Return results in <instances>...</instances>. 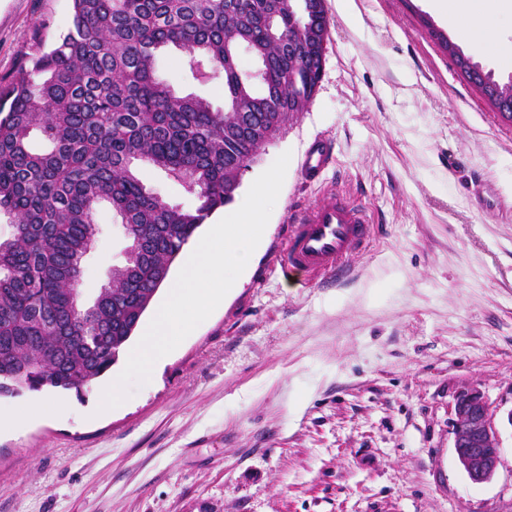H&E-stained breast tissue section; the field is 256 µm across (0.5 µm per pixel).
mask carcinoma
Instances as JSON below:
<instances>
[{"mask_svg": "<svg viewBox=\"0 0 512 512\" xmlns=\"http://www.w3.org/2000/svg\"><path fill=\"white\" fill-rule=\"evenodd\" d=\"M73 10L52 48L37 43L0 79V215L14 227L0 240V397L79 393L112 368L183 248L269 143L242 134L246 118L278 134L288 122L278 113L303 110L319 69L293 0H73ZM238 44L262 63L258 88L242 75ZM169 46L193 79L223 82L229 108L156 76ZM34 130L50 149L29 145ZM140 163L196 204L163 199L138 177ZM104 203L138 247L84 308L77 288Z\"/></svg>", "mask_w": 512, "mask_h": 512, "instance_id": "obj_1", "label": "carcinoma"}]
</instances>
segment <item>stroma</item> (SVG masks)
Instances as JSON below:
<instances>
[{"label":"stroma","mask_w":512,"mask_h":512,"mask_svg":"<svg viewBox=\"0 0 512 512\" xmlns=\"http://www.w3.org/2000/svg\"><path fill=\"white\" fill-rule=\"evenodd\" d=\"M321 80L240 177L225 213L290 153L262 238L216 310L112 413L94 389H21L0 410L45 418L0 430V512H512V431L493 479L453 449L454 398L512 407V121L432 38L512 80V0H484L495 44L466 40L432 0H325ZM72 0H0V77L35 39L72 25ZM156 55L176 91L224 105L221 83ZM334 147L318 183L311 143ZM341 186L374 233L340 279L286 283L272 265L293 207ZM85 259L84 305L128 241L109 206Z\"/></svg>","instance_id":"1"}]
</instances>
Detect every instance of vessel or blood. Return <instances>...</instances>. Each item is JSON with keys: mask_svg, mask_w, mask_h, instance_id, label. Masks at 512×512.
Returning <instances> with one entry per match:
<instances>
[{"mask_svg": "<svg viewBox=\"0 0 512 512\" xmlns=\"http://www.w3.org/2000/svg\"><path fill=\"white\" fill-rule=\"evenodd\" d=\"M333 162L331 144L315 141L306 156L308 179H319ZM370 232L367 210L345 192L330 188L293 212L286 246L272 264L283 274L298 273L309 282L331 280L343 275L352 257L365 250Z\"/></svg>", "mask_w": 512, "mask_h": 512, "instance_id": "obj_1", "label": "vessel or blood"}]
</instances>
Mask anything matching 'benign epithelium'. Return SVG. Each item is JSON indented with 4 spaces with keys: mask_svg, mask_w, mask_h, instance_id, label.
Returning <instances> with one entry per match:
<instances>
[{
    "mask_svg": "<svg viewBox=\"0 0 512 512\" xmlns=\"http://www.w3.org/2000/svg\"><path fill=\"white\" fill-rule=\"evenodd\" d=\"M321 17L309 36L319 59H324L328 38V25L321 7L314 9ZM453 448L456 459L469 481L482 485L496 474L501 461L500 425L512 426V408L502 413L494 409L488 399L477 389L460 390L454 403Z\"/></svg>",
    "mask_w": 512,
    "mask_h": 512,
    "instance_id": "obj_1",
    "label": "benign epithelium"
}]
</instances>
